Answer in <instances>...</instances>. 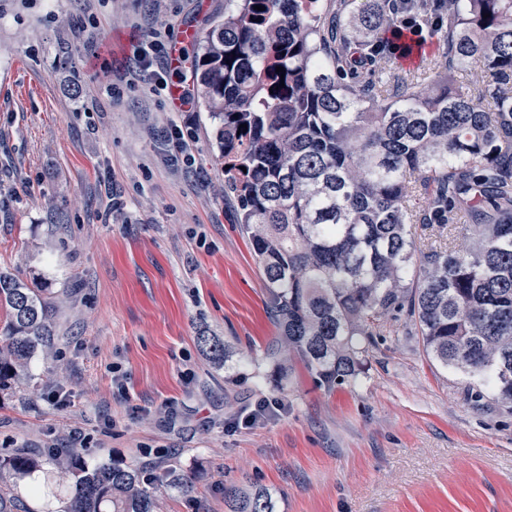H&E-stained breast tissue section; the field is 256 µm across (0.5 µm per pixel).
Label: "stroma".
Returning <instances> with one entry per match:
<instances>
[{"instance_id":"35a3bbf8","label":"stroma","mask_w":512,"mask_h":512,"mask_svg":"<svg viewBox=\"0 0 512 512\" xmlns=\"http://www.w3.org/2000/svg\"><path fill=\"white\" fill-rule=\"evenodd\" d=\"M223 18L224 0H0V269L48 289L58 336L0 396V448L188 476L187 494L163 481L157 512H225L248 483L276 512H512V412L407 337L378 338L352 387L299 363L273 380L279 330L208 114L175 109L133 58ZM420 40L387 54V85L444 74L436 28ZM264 397L287 414L228 429Z\"/></svg>"}]
</instances>
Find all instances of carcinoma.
I'll list each match as a JSON object with an SVG mask.
<instances>
[{
  "mask_svg": "<svg viewBox=\"0 0 512 512\" xmlns=\"http://www.w3.org/2000/svg\"><path fill=\"white\" fill-rule=\"evenodd\" d=\"M440 2L448 70H483L480 88L416 75L387 88L363 75L368 57L387 68L376 49L396 0L339 6L326 24L325 0H237L191 75L263 272L277 372L295 358L319 387L355 384L388 331L418 337L428 359L471 378L475 397L512 411V0ZM468 229L476 241L461 252ZM0 308L1 393L55 330L48 289L2 271ZM198 343L230 358L215 336ZM47 454L69 478L49 490L60 512H156L139 468ZM43 465L26 448L0 453V472L17 479ZM224 495L228 512H275L262 486Z\"/></svg>",
  "mask_w": 512,
  "mask_h": 512,
  "instance_id": "obj_1",
  "label": "carcinoma"
}]
</instances>
